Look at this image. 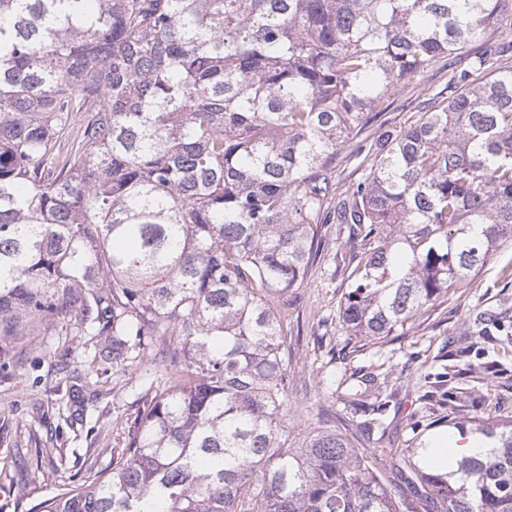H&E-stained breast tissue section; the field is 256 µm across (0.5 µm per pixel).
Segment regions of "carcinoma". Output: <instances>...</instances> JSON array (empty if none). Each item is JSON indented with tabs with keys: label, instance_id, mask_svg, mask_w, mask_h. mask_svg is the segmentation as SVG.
Returning a JSON list of instances; mask_svg holds the SVG:
<instances>
[{
	"label": "carcinoma",
	"instance_id": "cac0c4a2",
	"mask_svg": "<svg viewBox=\"0 0 512 512\" xmlns=\"http://www.w3.org/2000/svg\"><path fill=\"white\" fill-rule=\"evenodd\" d=\"M512 0H0V339L38 321L147 366L112 468L40 512H412L331 427L288 430V308L329 225L351 336L384 339L512 242ZM480 42L470 69L454 55ZM444 65L404 128L362 137ZM367 153L336 199L338 147ZM440 512H512V420ZM448 82L447 71H430L414 81L404 93L386 98L380 105V112L363 136L378 128L387 126L406 127L418 117L423 102L444 89ZM377 109V110H379Z\"/></svg>",
	"mask_w": 512,
	"mask_h": 512
}]
</instances>
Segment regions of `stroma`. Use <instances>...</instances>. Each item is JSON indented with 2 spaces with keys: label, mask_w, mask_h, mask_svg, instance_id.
<instances>
[{
  "label": "stroma",
  "mask_w": 512,
  "mask_h": 512,
  "mask_svg": "<svg viewBox=\"0 0 512 512\" xmlns=\"http://www.w3.org/2000/svg\"><path fill=\"white\" fill-rule=\"evenodd\" d=\"M447 72L431 71L404 93L385 99L376 124L405 127L424 101L444 89ZM343 237L328 229L308 284L290 308L292 356L288 397L296 431L333 426L361 448H403L419 462L426 439L449 416L512 419V286L501 266L512 244L449 293L380 341L348 335L340 301L349 283L335 255ZM94 342L73 325L31 324L0 341V512H36L67 485L112 466L142 405L137 376L93 359ZM381 383L384 429L371 428L372 398L357 397L366 377Z\"/></svg>",
  "instance_id": "obj_1"
}]
</instances>
